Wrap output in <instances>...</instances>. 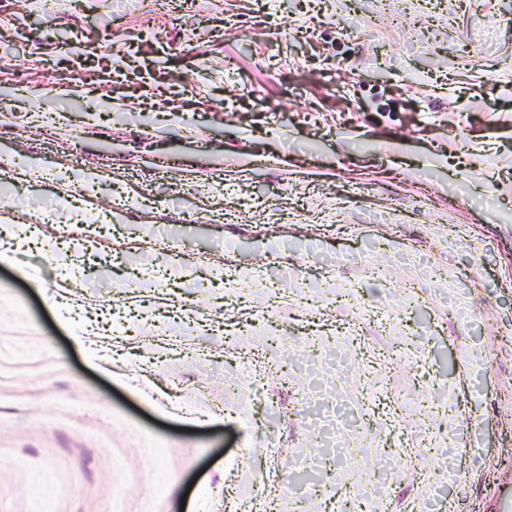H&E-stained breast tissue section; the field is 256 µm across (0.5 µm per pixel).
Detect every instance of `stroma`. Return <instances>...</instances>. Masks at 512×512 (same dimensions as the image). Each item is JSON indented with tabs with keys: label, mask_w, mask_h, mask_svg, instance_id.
Returning <instances> with one entry per match:
<instances>
[{
	"label": "stroma",
	"mask_w": 512,
	"mask_h": 512,
	"mask_svg": "<svg viewBox=\"0 0 512 512\" xmlns=\"http://www.w3.org/2000/svg\"><path fill=\"white\" fill-rule=\"evenodd\" d=\"M48 82L58 114L35 127ZM1 97L0 151L48 144L45 166L107 170L127 202L0 177V224L69 191L114 225L86 288L49 275L65 225L29 262L0 234V512H222L234 460L252 512L298 493L307 512L353 493L493 512L512 478V0H0ZM218 266L254 287L225 305ZM158 268L164 293L143 283ZM338 282L355 305H333ZM184 300L223 325L158 317ZM274 322L308 345L297 364ZM210 396L226 411L189 410Z\"/></svg>",
	"instance_id": "stroma-1"
}]
</instances>
